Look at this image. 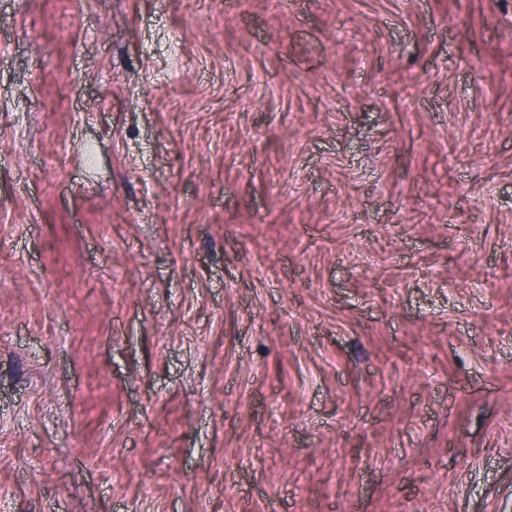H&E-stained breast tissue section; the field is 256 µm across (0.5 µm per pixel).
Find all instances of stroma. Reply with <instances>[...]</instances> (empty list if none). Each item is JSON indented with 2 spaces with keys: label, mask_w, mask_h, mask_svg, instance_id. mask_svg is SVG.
I'll use <instances>...</instances> for the list:
<instances>
[{
  "label": "stroma",
  "mask_w": 512,
  "mask_h": 512,
  "mask_svg": "<svg viewBox=\"0 0 512 512\" xmlns=\"http://www.w3.org/2000/svg\"><path fill=\"white\" fill-rule=\"evenodd\" d=\"M0 512H512V0H0Z\"/></svg>",
  "instance_id": "stroma-1"
}]
</instances>
